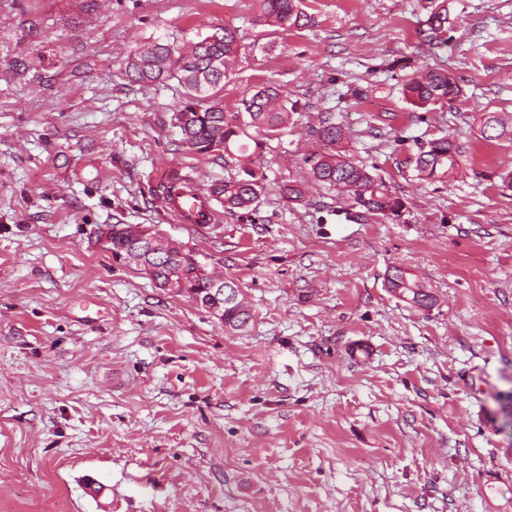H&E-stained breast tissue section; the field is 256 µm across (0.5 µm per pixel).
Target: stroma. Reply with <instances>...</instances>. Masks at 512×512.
<instances>
[{
  "label": "stroma",
  "mask_w": 512,
  "mask_h": 512,
  "mask_svg": "<svg viewBox=\"0 0 512 512\" xmlns=\"http://www.w3.org/2000/svg\"><path fill=\"white\" fill-rule=\"evenodd\" d=\"M423 5L304 0L311 25L273 36L260 0H0V512H512V141L479 127L512 116V0H448L444 45ZM224 25L225 111L271 82L298 104L250 156L190 151L177 81L126 73L154 39ZM425 63L463 97L405 102ZM329 112L400 216L357 218L309 179ZM444 135L460 169L418 180L405 159ZM254 166L259 204L215 229L161 196L174 172ZM107 224L181 241L240 284L249 325L116 262ZM393 266L437 306L393 297ZM481 137L485 141H495L508 137L512 139V122L506 126L498 112H483L481 116Z\"/></svg>",
  "instance_id": "stroma-1"
}]
</instances>
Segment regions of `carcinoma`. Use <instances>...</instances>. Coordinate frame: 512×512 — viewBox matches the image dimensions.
<instances>
[{
  "instance_id": "cac0c4a2",
  "label": "carcinoma",
  "mask_w": 512,
  "mask_h": 512,
  "mask_svg": "<svg viewBox=\"0 0 512 512\" xmlns=\"http://www.w3.org/2000/svg\"><path fill=\"white\" fill-rule=\"evenodd\" d=\"M428 14L424 26L430 35L448 31V0H426ZM267 24L275 32L301 29L311 23L303 9V0H262ZM239 43L236 32L224 27L186 49L156 40L147 49L134 54L127 65L131 81L143 85L175 79L182 88L183 100L174 118L180 129L181 141L191 151L202 155H215V147L223 146L222 153L249 150L245 138L248 129L255 128L271 135L282 129L296 103L275 85H266L254 90L241 100L240 111L226 112L224 108L205 104V98H217L224 88L231 61L237 56ZM459 82L445 70L425 68L410 76L403 84V95L410 104L429 108L443 106L463 96ZM323 143V151L304 159L312 182L336 192V197L361 209L363 216H397L404 208L403 201L393 195L385 180L377 173L356 161L350 151L344 149L347 130L336 122L332 113H327L314 130ZM481 137L495 141L512 139V125L504 123L499 113L484 112L481 116ZM462 151L453 140L444 135L420 143L417 152L406 159L413 166L420 180H435L448 177L460 167ZM264 176L251 168L243 169V176L218 183L210 189L212 196L222 204L224 210H248L257 206ZM110 247L119 252L129 244L128 225L111 224ZM156 277H167L176 270L189 282L196 280L193 264L186 258L166 259L157 264ZM390 293L410 306L425 310L432 308L437 298L425 283L412 278L398 267L392 268L386 278ZM233 299L224 304V328L241 330L247 327L251 314L243 300L241 287L233 280L224 281Z\"/></svg>"
}]
</instances>
